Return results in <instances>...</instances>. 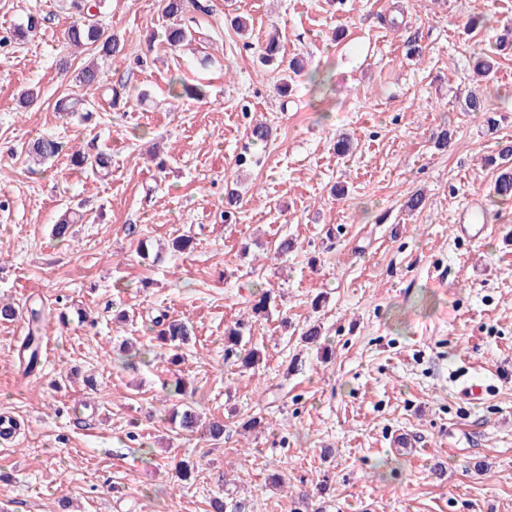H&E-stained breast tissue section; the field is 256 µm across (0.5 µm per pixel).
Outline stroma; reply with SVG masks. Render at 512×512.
Returning <instances> with one entry per match:
<instances>
[{"label":"stroma","instance_id":"1","mask_svg":"<svg viewBox=\"0 0 512 512\" xmlns=\"http://www.w3.org/2000/svg\"><path fill=\"white\" fill-rule=\"evenodd\" d=\"M211 4L174 49L161 0H111L100 23L124 49L96 58L66 47L64 0H0V302L18 312L0 322V413L18 421L0 446V506L208 512L230 493L246 512H512V201L494 197L488 162L512 142V50L497 48L512 0ZM397 7L394 29L382 18ZM31 15L41 27L17 38ZM275 32L303 63L284 95L259 61ZM479 47L496 62L484 81ZM92 61L127 83L125 107L76 83ZM176 77L207 98H174ZM471 91L492 118L466 111ZM74 93L90 120L59 111ZM259 122L264 144L250 139ZM346 135L354 149L336 155ZM41 136L110 153V177L64 154L33 164ZM475 201L493 232L469 242L454 224ZM77 206L83 223L58 242L52 224ZM181 236L189 252L137 253ZM284 236L297 248L279 256ZM35 302L47 320L31 372L19 354ZM162 317L192 326L178 353L157 340ZM239 319L263 355L252 369L224 352ZM314 323L320 341L303 342ZM178 379L184 395L169 396ZM186 404L223 419V443L174 428ZM183 460L195 478L179 479Z\"/></svg>","mask_w":512,"mask_h":512}]
</instances>
